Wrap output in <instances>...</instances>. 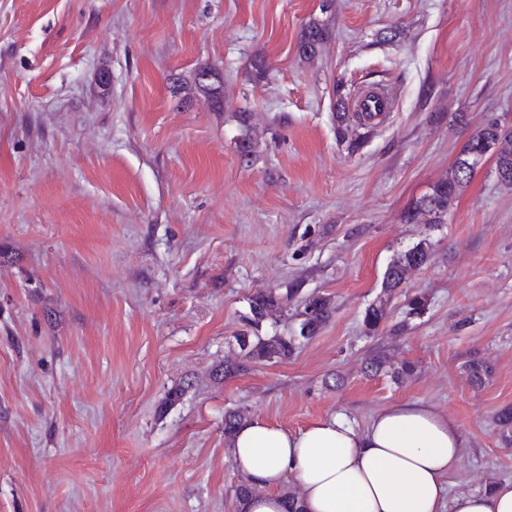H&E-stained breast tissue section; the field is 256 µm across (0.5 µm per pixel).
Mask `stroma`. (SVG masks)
I'll return each mask as SVG.
<instances>
[{"mask_svg": "<svg viewBox=\"0 0 512 512\" xmlns=\"http://www.w3.org/2000/svg\"><path fill=\"white\" fill-rule=\"evenodd\" d=\"M373 86L396 104L353 153L336 101ZM491 116L512 127V0H0V512H239L228 409L297 431L422 400L464 438L449 493L511 481L512 190L487 158L445 224L406 220ZM297 280L327 324L216 381L249 297ZM379 349L415 372L366 376ZM325 29L313 22L305 27L300 38V52L303 56L315 54L321 42L324 40ZM209 70L212 72V78H209L208 73L204 75V71ZM204 75V76H203ZM194 86L203 93L212 103L214 107H220L224 98V83L221 79L220 73L210 64H200L194 72ZM431 255V245L426 242H419L411 248L396 253L384 273L383 294L389 295L401 288L408 274L426 265Z\"/></svg>", "mask_w": 512, "mask_h": 512, "instance_id": "obj_1", "label": "stroma"}]
</instances>
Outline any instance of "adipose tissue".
I'll return each mask as SVG.
<instances>
[{"label":"adipose tissue","mask_w":512,"mask_h":512,"mask_svg":"<svg viewBox=\"0 0 512 512\" xmlns=\"http://www.w3.org/2000/svg\"><path fill=\"white\" fill-rule=\"evenodd\" d=\"M463 438L424 401L379 411L365 428L337 415L289 431L254 419L228 443L253 491L241 512H288L283 489L299 486L301 512H512V481L449 494Z\"/></svg>","instance_id":"adipose-tissue-1"}]
</instances>
